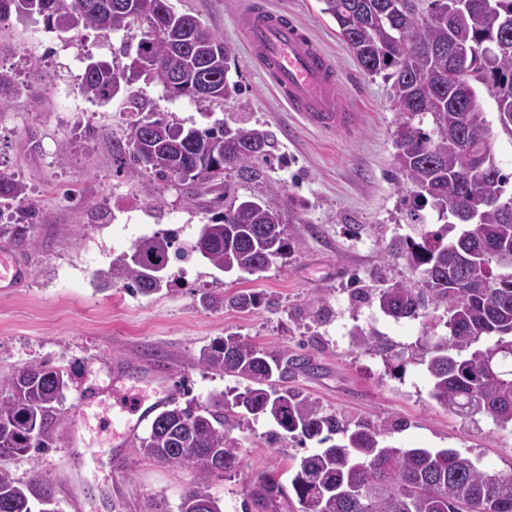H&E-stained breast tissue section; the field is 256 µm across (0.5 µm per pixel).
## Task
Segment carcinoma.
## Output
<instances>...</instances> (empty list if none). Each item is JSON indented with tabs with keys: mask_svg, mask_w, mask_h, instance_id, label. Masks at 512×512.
<instances>
[{
	"mask_svg": "<svg viewBox=\"0 0 512 512\" xmlns=\"http://www.w3.org/2000/svg\"><path fill=\"white\" fill-rule=\"evenodd\" d=\"M0 0V18L14 10L38 14L49 30L142 29L130 63L115 67L106 56L90 59L81 81L89 99L107 103L138 78L160 84L172 98L199 105L233 99L240 85L228 73L234 48L197 18L174 10L170 0ZM365 74L390 83L396 111L393 164L411 202L416 236L392 242L387 256L421 270L416 282L399 280L374 293L373 301L396 321L436 313L412 358L432 379L430 397L457 416L490 417L512 433L511 176L496 160V135L485 112L464 111L485 91L496 103L502 132L512 137V0H322ZM493 20L478 25L473 14ZM28 93L13 72L0 67V108ZM133 123L128 143L116 144L122 167L145 173L154 195L169 183L199 191L224 184L228 171L258 177L256 163L273 147L268 130L217 121L184 128L137 97L128 99ZM22 182L0 173V201L26 194ZM431 206L440 227L423 224ZM278 195L269 192L232 202L201 225L191 243L223 272L255 274L288 255L299 239L285 232ZM174 237L156 233L136 242L130 259L113 261L96 274L100 285L123 282L149 296L162 287ZM207 307L224 303L257 308L252 291L230 297L200 294ZM361 351L377 346L376 333L349 331ZM200 364L232 375L239 385L208 406L186 403L159 412L140 450L159 462L193 473L178 512H222L210 493L214 477L240 463L234 430L249 417L276 424L272 437L314 440L288 484L262 472L248 498L277 510L295 501L297 512H512V473L491 474L453 448H397L381 423L355 426L323 411L310 397L288 388V378L311 368L310 359L283 351L270 354L245 338L228 335L203 349ZM68 380L44 363H29L0 378V512H56L55 482L34 474L15 478L8 463L33 449L48 448L55 404Z\"/></svg>",
	"mask_w": 512,
	"mask_h": 512,
	"instance_id": "cac0c4a2",
	"label": "carcinoma"
}]
</instances>
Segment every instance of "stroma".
<instances>
[{"label": "stroma", "mask_w": 512, "mask_h": 512, "mask_svg": "<svg viewBox=\"0 0 512 512\" xmlns=\"http://www.w3.org/2000/svg\"><path fill=\"white\" fill-rule=\"evenodd\" d=\"M265 2L291 11L335 60L357 114L353 125L318 130L279 100L236 24L242 0H172L176 11L198 18L235 50L239 97L204 106L143 80L107 103L82 94L89 57L105 55L125 67L139 30L75 34L48 30L35 14L0 20V66L30 89L0 111V171L27 186L13 211L36 215L25 238L9 218L0 219V249L11 250L28 272L24 287L0 288V376L43 362L70 379L48 450L9 468L21 480L38 473L56 481L57 512H177L191 472L140 452L149 423L139 422L135 437L124 441L114 437L111 421H139L143 401L174 393L179 402L206 405L214 393L237 386L235 377L198 361L203 348L230 333L272 354L310 356L315 371L296 376L292 387L344 421L385 422L395 446L452 448L486 471L512 472V434L497 431L487 416L470 421L430 398L425 366L406 352L423 336V319L393 322L350 293L355 277L370 285L421 277L385 254L393 236L411 231L410 202L391 176L395 111L388 83L363 72L322 0ZM131 93L187 128L220 119L269 130L274 146L262 177L227 173L221 202L210 193L190 205L173 186L148 196L144 177L119 168L113 149L130 134ZM270 190L284 207L286 229L302 240L296 251L253 275L222 273L198 256H181L210 210ZM157 232L177 235L167 266L170 290L145 297L119 283L96 286L98 270ZM243 289L259 292L265 304L240 311L200 302L204 290ZM320 301L327 311L317 318L311 307ZM355 325L374 329L380 350L339 340V329ZM89 390L101 393L105 405L82 409L80 397ZM272 429L259 417L236 430L242 462L210 488L223 512H242L258 473H287L317 449L312 440H273Z\"/></svg>", "instance_id": "stroma-1"}]
</instances>
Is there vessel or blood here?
<instances>
[{
	"mask_svg": "<svg viewBox=\"0 0 512 512\" xmlns=\"http://www.w3.org/2000/svg\"><path fill=\"white\" fill-rule=\"evenodd\" d=\"M253 63L271 80L289 111L303 113L316 126H341L351 109L333 59L309 31L286 13L246 0L239 15Z\"/></svg>",
	"mask_w": 512,
	"mask_h": 512,
	"instance_id": "b4317fda",
	"label": "vessel or blood"
}]
</instances>
